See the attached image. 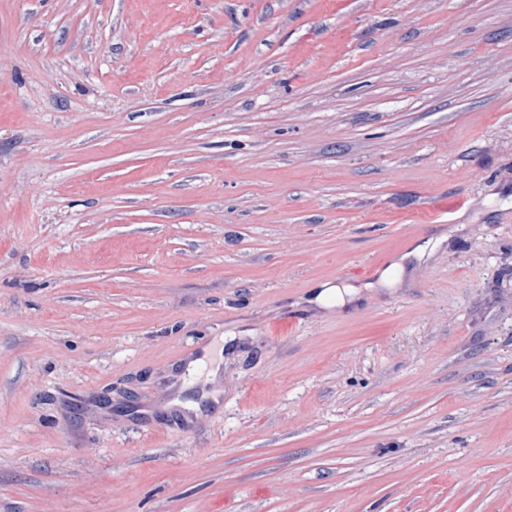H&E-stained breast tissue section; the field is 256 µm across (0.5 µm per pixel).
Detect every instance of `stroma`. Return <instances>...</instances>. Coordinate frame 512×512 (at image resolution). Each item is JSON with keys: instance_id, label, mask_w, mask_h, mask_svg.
I'll list each match as a JSON object with an SVG mask.
<instances>
[{"instance_id": "stroma-1", "label": "stroma", "mask_w": 512, "mask_h": 512, "mask_svg": "<svg viewBox=\"0 0 512 512\" xmlns=\"http://www.w3.org/2000/svg\"><path fill=\"white\" fill-rule=\"evenodd\" d=\"M0 512H512V0H0Z\"/></svg>"}]
</instances>
